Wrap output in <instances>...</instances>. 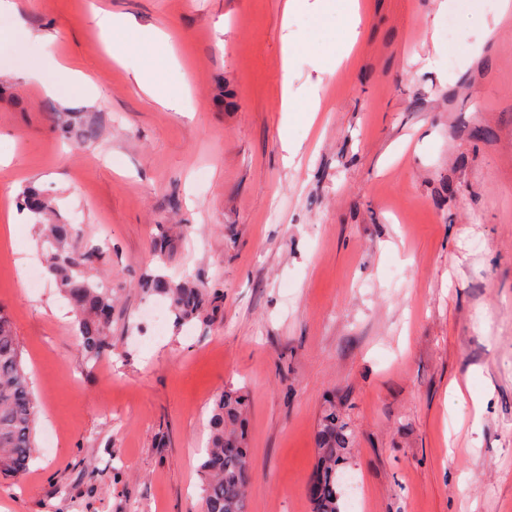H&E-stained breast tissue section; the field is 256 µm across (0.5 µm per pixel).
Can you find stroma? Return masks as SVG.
Returning a JSON list of instances; mask_svg holds the SVG:
<instances>
[{
	"label": "stroma",
	"mask_w": 512,
	"mask_h": 512,
	"mask_svg": "<svg viewBox=\"0 0 512 512\" xmlns=\"http://www.w3.org/2000/svg\"><path fill=\"white\" fill-rule=\"evenodd\" d=\"M14 2L30 36L0 39V311L39 414L27 472L0 477V512H202L198 465L228 388L251 401L247 512H312L330 402L352 432L341 512H512V23L495 26L499 0L450 13L363 0L349 55L343 12L310 2L289 16L285 0ZM100 9L137 24L124 62ZM150 26L173 56L136 49ZM35 63L87 81L49 96ZM147 64L177 109L136 87ZM286 82L297 106L319 95L314 124L282 126ZM31 185L79 243L111 244L101 269L119 300L97 362L33 219L8 228ZM158 273L222 289L220 310L155 327L141 311Z\"/></svg>",
	"instance_id": "35a3bbf8"
}]
</instances>
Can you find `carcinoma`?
Instances as JSON below:
<instances>
[{"label": "carcinoma", "instance_id": "1", "mask_svg": "<svg viewBox=\"0 0 512 512\" xmlns=\"http://www.w3.org/2000/svg\"><path fill=\"white\" fill-rule=\"evenodd\" d=\"M22 203L38 218L45 262L62 294L69 300L81 347L90 362L112 350V309L117 295L112 282L93 274L103 257L99 246L79 247L72 225L52 219L53 207L34 186L22 193ZM150 290L170 301L180 322L211 318L210 307L221 299L219 288L191 280L154 275ZM249 402L238 391L220 392L210 418V439L199 465L202 512H246L245 488L255 467L244 423ZM38 405L22 362V349L9 318L0 313V473L22 475L35 452L34 426ZM351 439L350 429L336 408L322 415L316 442L319 463L307 486L314 512H340L339 465Z\"/></svg>", "mask_w": 512, "mask_h": 512}]
</instances>
